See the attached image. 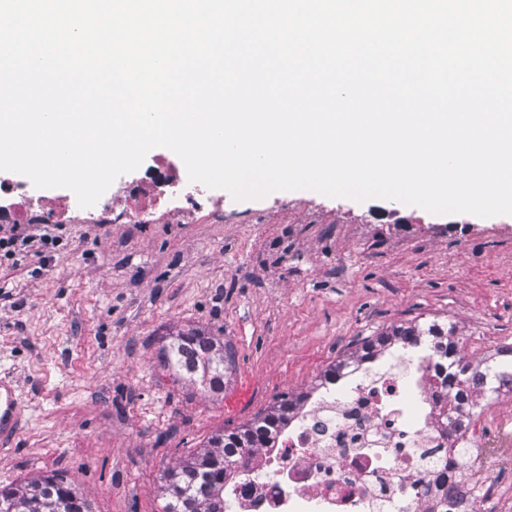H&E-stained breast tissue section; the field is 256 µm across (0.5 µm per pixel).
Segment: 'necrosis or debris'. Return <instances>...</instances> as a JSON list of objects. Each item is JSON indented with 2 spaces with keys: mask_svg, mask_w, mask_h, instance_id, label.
Returning <instances> with one entry per match:
<instances>
[{
  "mask_svg": "<svg viewBox=\"0 0 512 512\" xmlns=\"http://www.w3.org/2000/svg\"><path fill=\"white\" fill-rule=\"evenodd\" d=\"M165 160L122 187L116 224H137L165 197L188 196ZM436 351L425 336L351 359L334 380H315L288 412L273 447L249 448L230 484L226 512H478L472 476L449 465L448 443L512 466V419L476 439L470 410L443 414Z\"/></svg>",
  "mask_w": 512,
  "mask_h": 512,
  "instance_id": "1",
  "label": "necrosis or debris"
}]
</instances>
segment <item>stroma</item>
Returning a JSON list of instances; mask_svg holds the SVG:
<instances>
[{
    "mask_svg": "<svg viewBox=\"0 0 512 512\" xmlns=\"http://www.w3.org/2000/svg\"><path fill=\"white\" fill-rule=\"evenodd\" d=\"M223 199L220 224L77 208L43 256L0 254V377L19 379L22 411L0 488L58 474L93 512H161L169 466L366 337L435 320L468 352L512 342V215L310 190ZM191 329L230 353L223 393L162 367Z\"/></svg>",
    "mask_w": 512,
    "mask_h": 512,
    "instance_id": "35a3bbf8",
    "label": "stroma"
}]
</instances>
